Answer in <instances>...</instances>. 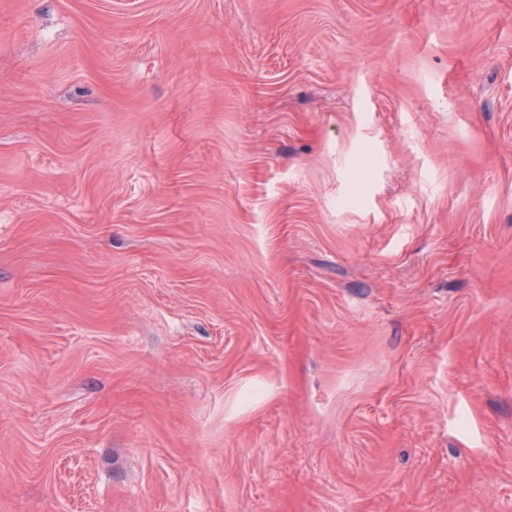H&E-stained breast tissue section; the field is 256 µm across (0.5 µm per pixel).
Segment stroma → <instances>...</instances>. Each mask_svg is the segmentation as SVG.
Here are the masks:
<instances>
[{
	"label": "stroma",
	"instance_id": "stroma-1",
	"mask_svg": "<svg viewBox=\"0 0 512 512\" xmlns=\"http://www.w3.org/2000/svg\"><path fill=\"white\" fill-rule=\"evenodd\" d=\"M0 512H512V0H0Z\"/></svg>",
	"mask_w": 512,
	"mask_h": 512
}]
</instances>
